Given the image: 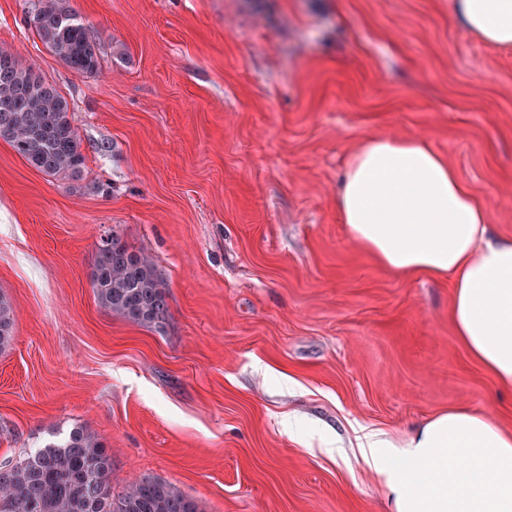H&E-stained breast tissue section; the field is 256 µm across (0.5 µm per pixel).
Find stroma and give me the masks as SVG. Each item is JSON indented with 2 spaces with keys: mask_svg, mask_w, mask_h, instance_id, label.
<instances>
[{
  "mask_svg": "<svg viewBox=\"0 0 512 512\" xmlns=\"http://www.w3.org/2000/svg\"><path fill=\"white\" fill-rule=\"evenodd\" d=\"M451 4L67 0L100 40L89 75L28 26L33 0H0V46L56 85L86 159L55 179L0 139V463L84 423L118 491L146 475L200 512H387L356 429L398 441L451 406L512 429L450 283L382 270L336 208L364 138L424 137L512 238V49ZM112 235L166 280L163 331L98 304ZM14 309L8 298L0 295V350L7 348L13 339Z\"/></svg>",
  "mask_w": 512,
  "mask_h": 512,
  "instance_id": "stroma-1",
  "label": "stroma"
}]
</instances>
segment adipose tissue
Segmentation results:
<instances>
[{
  "instance_id": "adipose-tissue-1",
  "label": "adipose tissue",
  "mask_w": 512,
  "mask_h": 512,
  "mask_svg": "<svg viewBox=\"0 0 512 512\" xmlns=\"http://www.w3.org/2000/svg\"><path fill=\"white\" fill-rule=\"evenodd\" d=\"M464 27L512 47V0H453ZM337 208L352 239L383 269L451 282L460 341L512 387V238L424 138H365L350 153ZM390 512H512V431L467 407L439 412L400 443L358 438Z\"/></svg>"
}]
</instances>
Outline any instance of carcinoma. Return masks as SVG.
Masks as SVG:
<instances>
[{
  "instance_id": "1",
  "label": "carcinoma",
  "mask_w": 512,
  "mask_h": 512,
  "mask_svg": "<svg viewBox=\"0 0 512 512\" xmlns=\"http://www.w3.org/2000/svg\"><path fill=\"white\" fill-rule=\"evenodd\" d=\"M28 23L69 68L95 73L100 43L63 0H39ZM0 138L27 163L51 176L79 179L85 171L67 100L51 83L0 47ZM99 305L135 324L159 330L168 315V284L152 259L116 236L99 245L91 274ZM14 309L0 295V350L13 339ZM0 469V512H199L196 502L164 481L140 477L112 491V458L86 425L61 442Z\"/></svg>"
}]
</instances>
